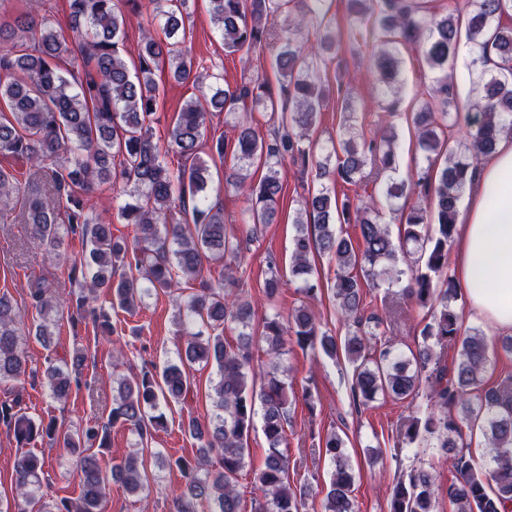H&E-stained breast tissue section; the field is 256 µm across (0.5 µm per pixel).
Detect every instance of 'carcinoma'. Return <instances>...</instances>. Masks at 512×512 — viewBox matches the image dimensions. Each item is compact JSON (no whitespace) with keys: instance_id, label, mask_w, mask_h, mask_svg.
<instances>
[{"instance_id":"obj_1","label":"carcinoma","mask_w":512,"mask_h":512,"mask_svg":"<svg viewBox=\"0 0 512 512\" xmlns=\"http://www.w3.org/2000/svg\"><path fill=\"white\" fill-rule=\"evenodd\" d=\"M212 14L221 24L224 50L236 53L268 45V19L295 4L300 9L282 30L277 57L280 97L288 105L265 138L256 135L249 114L270 111L275 104L266 84L258 79L235 88H217L209 95L190 98L174 123L166 147L153 140L152 117L159 88L154 70L168 66L173 78H191L195 62L186 44L183 8L186 0H151L152 20L161 23L165 39L145 30L138 49V65L129 68L124 45L127 15L142 8V0H70L69 26L80 39L78 52L82 80L73 84L59 67L65 40L48 25L19 16L0 25V105L10 116H0V154L26 163L34 173L50 170L49 188L42 194L38 179L25 185L15 174L0 168V213L23 197V216L32 237L60 256L64 238L78 236L88 252L72 262L80 272L85 294L77 316L92 321L96 335H113L100 295L133 315L144 295L154 290L175 297L178 335L182 341L177 360L162 367L143 366L118 381L107 422L80 432L65 433L63 446L76 457L80 489L75 499L43 503L37 512H103L114 485L130 493L148 487L145 455L152 453L149 438L167 426L165 408L185 404L192 392L191 371L202 365L215 370L213 410L200 417L187 412L182 427L199 442L192 459L179 457L174 465L185 479L174 495L173 512H244L237 477L249 456L248 441L260 418L267 442L263 467L255 480L263 493L254 512H305L311 486L288 481L289 456L285 425L292 402L279 365L255 372L252 346L259 341L277 359L288 344L303 350L319 349L331 359L345 358L353 367L352 396L367 406L380 395L406 399L426 389L427 410L409 416L399 429L398 442L413 445L427 437L448 450L454 480L448 484V502L454 512H501L512 503V376L488 385L484 373L491 366L489 347L478 328L464 327L456 302L463 288L448 272V246L456 231L457 204L478 170V161L490 154L501 135L512 136V0H466L461 12L457 0L437 12H428L416 0H349L355 25L351 42L369 45L381 82L387 88L384 111L399 108L402 64L400 48L413 46L433 75L412 113L414 137L424 166L412 180L397 179L395 159L398 135L391 125L372 137L361 135L352 123L351 93L337 83L336 106L344 120L339 147L323 159H314L310 132L328 100L321 90L320 61L336 45L329 32L324 0H210ZM474 54L479 95L471 103L475 133L466 141H451L449 132L459 120L452 86L462 46ZM498 63L486 67L490 57ZM232 120L233 142L220 136L208 145V156L231 159L225 183L249 192L251 207L245 223L249 240L259 226L271 224L283 193L280 168L286 159L312 180L358 186L363 194L338 202L330 188L321 185L300 197L291 244V276L301 281L306 302L284 316L276 311L264 317L260 336H254V308L248 297L234 290V266L224 264L217 278L201 283L183 295L181 282L201 276L203 259H238L240 243L226 233L224 212L206 194L207 161L204 145L205 112L202 103ZM173 154L185 163L172 168L164 156ZM262 162L265 175L248 182L249 168ZM334 166H329V162ZM108 184L122 200L120 216L137 226L133 243L112 237L110 224L93 216L92 198ZM415 196L427 199L433 211L405 206V222L395 244L386 225L379 222L377 202L389 206ZM191 210L192 219L181 222L173 211ZM310 223L314 231L305 230ZM354 227L349 234L336 225ZM412 246L418 257L400 267V252ZM318 252L336 264L331 286L336 310L349 323L347 336L338 339L321 329L309 303L318 299L311 256ZM270 277L264 282L269 302L281 294L279 264L268 254ZM399 284L402 295L430 310L421 330L422 341L405 354L387 335V320L378 314L364 317L363 288L382 282ZM51 283L31 281L29 296L35 317L26 324L6 296H0V385L26 373L22 345L30 338L44 344L63 317L53 300ZM240 328L237 345L225 343L224 327ZM380 344L369 355V340ZM84 355L72 359L49 358L43 383L50 396L67 401L72 387L80 386ZM18 397L0 402V423L20 445L43 435H54L56 424L37 422L20 406ZM120 424L138 437L133 449L111 457L110 428ZM478 426L487 443L492 466L476 470L463 427ZM89 442L98 443L88 448ZM333 466L324 512H358L353 492L354 476L344 453L343 439L332 432L324 442ZM45 460L31 451L20 453L14 465L16 496L0 512H32L34 488L40 484ZM437 476L416 468L399 477L390 490L388 512H436Z\"/></svg>"}]
</instances>
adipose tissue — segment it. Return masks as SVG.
Here are the masks:
<instances>
[{
    "label": "adipose tissue",
    "instance_id": "ef3b65f1",
    "mask_svg": "<svg viewBox=\"0 0 512 512\" xmlns=\"http://www.w3.org/2000/svg\"><path fill=\"white\" fill-rule=\"evenodd\" d=\"M451 263L472 316L512 335V137L499 140L465 188Z\"/></svg>",
    "mask_w": 512,
    "mask_h": 512
}]
</instances>
